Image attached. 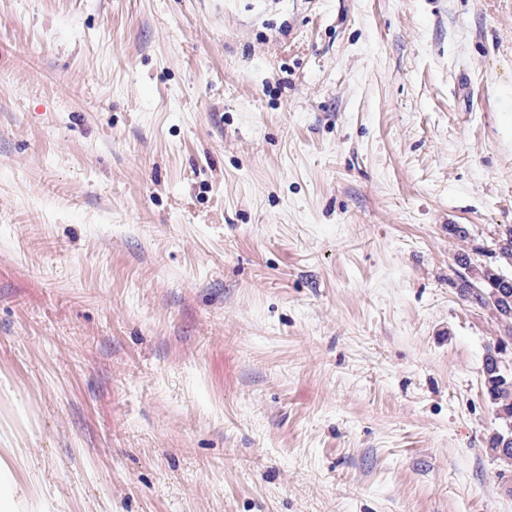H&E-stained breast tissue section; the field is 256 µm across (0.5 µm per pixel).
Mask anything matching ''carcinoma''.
Listing matches in <instances>:
<instances>
[{
	"mask_svg": "<svg viewBox=\"0 0 512 512\" xmlns=\"http://www.w3.org/2000/svg\"><path fill=\"white\" fill-rule=\"evenodd\" d=\"M491 261L474 264L462 254L457 265L463 269L454 287L470 304L490 311L499 334L486 348L483 359V394L494 411L498 427L487 438V449L512 471V372L506 373L505 355L512 350V225L495 232Z\"/></svg>",
	"mask_w": 512,
	"mask_h": 512,
	"instance_id": "carcinoma-1",
	"label": "carcinoma"
}]
</instances>
